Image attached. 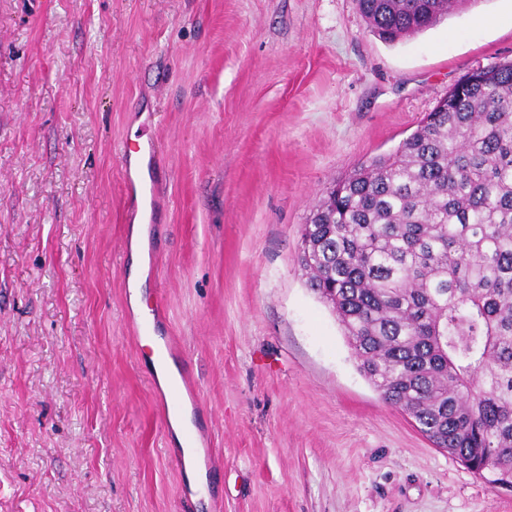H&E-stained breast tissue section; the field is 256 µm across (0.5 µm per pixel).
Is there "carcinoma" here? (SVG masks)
<instances>
[{
    "instance_id": "obj_1",
    "label": "carcinoma",
    "mask_w": 512,
    "mask_h": 512,
    "mask_svg": "<svg viewBox=\"0 0 512 512\" xmlns=\"http://www.w3.org/2000/svg\"><path fill=\"white\" fill-rule=\"evenodd\" d=\"M386 43L461 0H357ZM298 263L360 371L440 448L512 487V61L454 86L331 187Z\"/></svg>"
}]
</instances>
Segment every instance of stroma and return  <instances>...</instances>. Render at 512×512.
<instances>
[{
	"instance_id": "stroma-1",
	"label": "stroma",
	"mask_w": 512,
	"mask_h": 512,
	"mask_svg": "<svg viewBox=\"0 0 512 512\" xmlns=\"http://www.w3.org/2000/svg\"><path fill=\"white\" fill-rule=\"evenodd\" d=\"M510 60L512 0L392 45L356 0H0V512H512L382 400L297 260L328 187ZM146 136L151 204L119 160ZM137 288L197 394L205 504ZM159 319V305L158 301L155 300L153 304L150 306L148 312H144L140 315L139 320L136 324L137 333L141 336L142 339H145L147 336H151L145 339V341L149 344L153 340H156V336H152L156 331V324Z\"/></svg>"
}]
</instances>
